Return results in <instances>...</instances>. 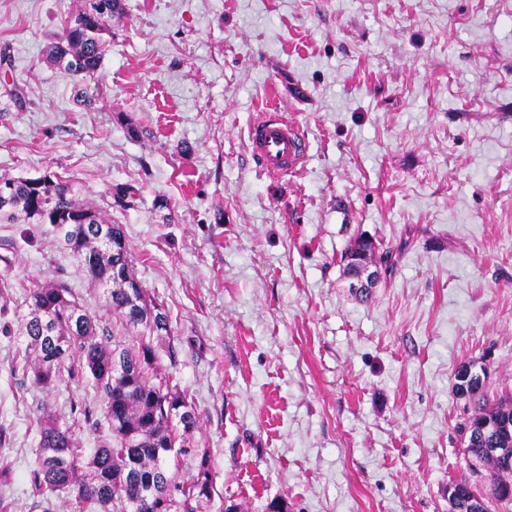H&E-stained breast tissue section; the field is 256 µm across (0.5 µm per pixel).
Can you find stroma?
Instances as JSON below:
<instances>
[{"instance_id":"1","label":"stroma","mask_w":512,"mask_h":512,"mask_svg":"<svg viewBox=\"0 0 512 512\" xmlns=\"http://www.w3.org/2000/svg\"><path fill=\"white\" fill-rule=\"evenodd\" d=\"M121 3L79 82L45 50L81 0H0V178L62 177L123 225L198 413L205 512H450L465 478L512 512L469 465L455 391L470 363L488 402L512 395V0ZM267 112L309 144L272 181L247 149ZM362 233L394 261L363 297L341 260ZM0 275V512H73L32 495L36 420L92 451L102 397L36 385L17 319L61 276L122 329L36 220L0 223Z\"/></svg>"}]
</instances>
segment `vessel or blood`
<instances>
[{"label": "vessel or blood", "instance_id": "obj_1", "mask_svg": "<svg viewBox=\"0 0 512 512\" xmlns=\"http://www.w3.org/2000/svg\"><path fill=\"white\" fill-rule=\"evenodd\" d=\"M247 147L260 173L271 178L295 172L308 154V142L299 127L279 113L265 114L252 125Z\"/></svg>", "mask_w": 512, "mask_h": 512}]
</instances>
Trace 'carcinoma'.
I'll use <instances>...</instances> for the list:
<instances>
[{
	"label": "carcinoma",
	"instance_id": "1",
	"mask_svg": "<svg viewBox=\"0 0 512 512\" xmlns=\"http://www.w3.org/2000/svg\"><path fill=\"white\" fill-rule=\"evenodd\" d=\"M122 11L120 0H88L47 46L46 58L68 76L94 75L105 52L100 34ZM19 213L50 225L91 284L103 290L106 310L131 333L127 342L104 341L98 319L63 281L46 280L29 290L20 333L34 354V382L50 389L65 376L89 374L102 395L108 430L85 460L69 429L52 414L38 419L34 496L45 500L65 491L78 512H200L214 491L211 459L193 455L194 475L180 480L177 461L190 453L197 410L160 369L154 340L169 335L168 315L137 280L122 225L110 222L56 175L0 179V221L12 222ZM481 389H466L475 399L474 413L462 427L466 452L484 459L493 489L506 490L512 487V465L487 458L486 449L512 448V401L488 406L477 400ZM482 422L490 424L489 432H478Z\"/></svg>",
	"mask_w": 512,
	"mask_h": 512
}]
</instances>
